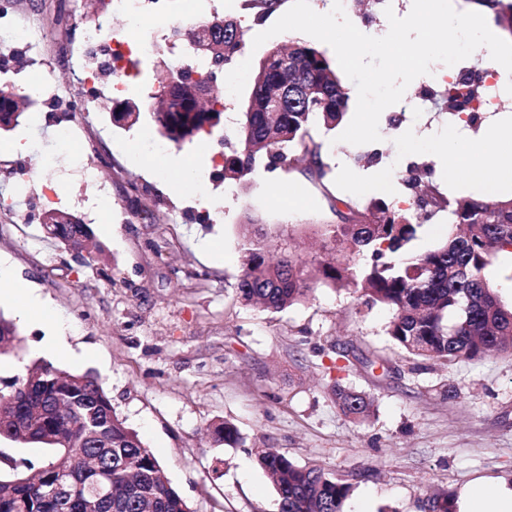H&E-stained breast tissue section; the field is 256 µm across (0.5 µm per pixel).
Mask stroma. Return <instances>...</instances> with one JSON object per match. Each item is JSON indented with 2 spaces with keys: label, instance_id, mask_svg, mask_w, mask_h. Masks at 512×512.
<instances>
[{
  "label": "stroma",
  "instance_id": "35a3bbf8",
  "mask_svg": "<svg viewBox=\"0 0 512 512\" xmlns=\"http://www.w3.org/2000/svg\"><path fill=\"white\" fill-rule=\"evenodd\" d=\"M187 5L201 20H236L251 37L276 21L254 23L248 0H166L135 27L113 15L112 34L134 28L154 38ZM0 8L46 35L49 59L32 84L76 87L82 58L54 54L83 24L73 0H0ZM421 88L411 82L390 106L400 127L380 120L376 165L361 160L367 145L313 128L330 167L321 182L260 166L228 187L216 178L220 136L160 154L151 120L121 129L100 112L67 149L55 134L59 113H26L21 126L0 135V197H20L11 163L23 162L53 186L40 207L81 218L94 250L73 258L39 224L22 223L21 212L0 211V257L53 315L26 321L0 300V315L21 338L0 352V389L46 359L91 374L194 512H276L278 495L256 461L263 448L350 483L348 512H424L438 490L456 495L479 481L512 487V356L414 359L388 336V309L315 275L320 263L343 258L323 234L338 221L336 198L398 203L406 195L403 172L418 164L436 170L444 195L472 196L465 174L447 177L441 155L427 149L430 133L453 124ZM16 140L25 151L9 150ZM257 231L271 250L293 247L313 274L312 292L280 312L237 295L242 243ZM49 335L59 337L62 353L43 351ZM339 385L373 399L367 419L339 409ZM224 420L239 430L236 446L215 445L208 435Z\"/></svg>",
  "mask_w": 512,
  "mask_h": 512
}]
</instances>
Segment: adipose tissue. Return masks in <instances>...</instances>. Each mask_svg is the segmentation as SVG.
I'll return each instance as SVG.
<instances>
[{
    "label": "adipose tissue",
    "mask_w": 512,
    "mask_h": 512,
    "mask_svg": "<svg viewBox=\"0 0 512 512\" xmlns=\"http://www.w3.org/2000/svg\"><path fill=\"white\" fill-rule=\"evenodd\" d=\"M452 168L463 169L473 183L490 191L495 180L512 179V139L502 138L496 125H487L475 139L446 141ZM458 512H512V488L495 482L468 485L457 501Z\"/></svg>",
    "instance_id": "adipose-tissue-1"
}]
</instances>
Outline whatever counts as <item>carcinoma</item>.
<instances>
[{"label":"carcinoma","mask_w":512,"mask_h":512,"mask_svg":"<svg viewBox=\"0 0 512 512\" xmlns=\"http://www.w3.org/2000/svg\"><path fill=\"white\" fill-rule=\"evenodd\" d=\"M486 11L503 33L512 37V0H465ZM247 31L240 23L215 16L188 33L175 29L165 51L175 61L145 74L154 87L149 98L158 102L150 115L161 135L179 146L203 141L225 127L228 115L221 104L218 75L243 58ZM294 58L281 69L280 57ZM208 62L207 73L185 66V58ZM186 68L184 80L168 87L176 68ZM441 108L457 116L462 94L447 89L434 93ZM349 91L326 55L313 43L291 42L273 48L252 76L245 111L233 118L236 142L225 141L221 177L233 184L245 180L257 164L265 169L293 170L300 163L317 180L328 166L322 144L311 129L316 124L333 130L343 120ZM23 97L0 90V133L19 125ZM144 103L130 98L112 102V124L131 127L140 121ZM424 169L413 185L418 205L428 213L448 209L455 229L446 242L427 252L404 258L414 239L417 211L396 208L384 200L362 206L349 198L336 203L345 211L343 223L331 238L346 244L369 262L353 268L347 263L326 265L323 280L340 288L352 287L367 300L391 310L388 335L407 354L422 360H475L487 353L512 355V305L483 275L490 257L512 250V198L445 197ZM44 238L73 248L90 235L77 216L44 212ZM237 293L247 304L279 312L301 301L311 290L305 263L287 247L269 256L264 237H248ZM17 340L14 324L0 315V349ZM0 392V439L38 444L46 449L42 464L3 455L5 478H0V512H193L171 485L166 470L139 435L112 407L97 379L39 362ZM336 403L359 419L369 412L366 395L338 386ZM237 427L224 422L214 429V442L235 445ZM259 466L273 482L279 512H345L352 486L317 467H300L288 457L266 450ZM63 481L68 493L48 496L38 483ZM429 512H454L449 493L433 496Z\"/></svg>","instance_id":"carcinoma-1"}]
</instances>
